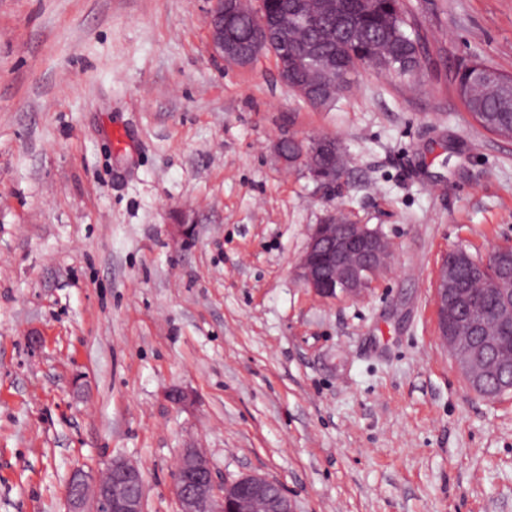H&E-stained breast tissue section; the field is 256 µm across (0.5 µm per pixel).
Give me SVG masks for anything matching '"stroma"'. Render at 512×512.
I'll use <instances>...</instances> for the list:
<instances>
[{"instance_id":"stroma-1","label":"stroma","mask_w":512,"mask_h":512,"mask_svg":"<svg viewBox=\"0 0 512 512\" xmlns=\"http://www.w3.org/2000/svg\"><path fill=\"white\" fill-rule=\"evenodd\" d=\"M406 2L419 82L362 68L324 111L215 58L210 0H0V512L116 458L178 512L191 445L298 512H512V392L468 389L434 306L449 250L512 244V141L455 84L512 75V0ZM286 134L339 142L335 191ZM332 213L392 248L353 298L295 274ZM330 140L325 137H310L305 139H296L293 136H283L277 141V152L284 165L294 167L298 162H302L307 167L306 170L311 178L321 185L330 186L334 182L320 180L314 169L316 161L320 158L323 147L330 144ZM294 142L297 145L298 154L288 151V143ZM312 169V170H311Z\"/></svg>"}]
</instances>
